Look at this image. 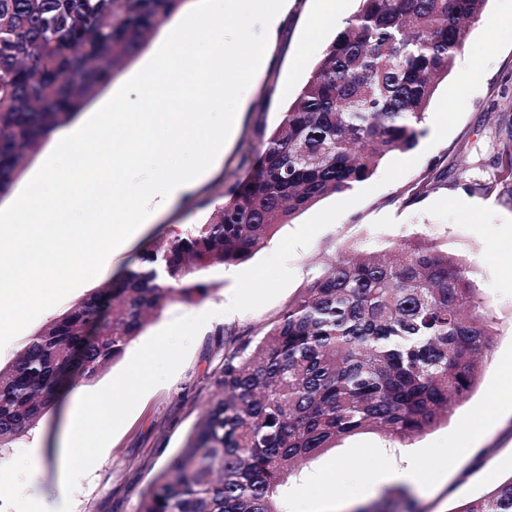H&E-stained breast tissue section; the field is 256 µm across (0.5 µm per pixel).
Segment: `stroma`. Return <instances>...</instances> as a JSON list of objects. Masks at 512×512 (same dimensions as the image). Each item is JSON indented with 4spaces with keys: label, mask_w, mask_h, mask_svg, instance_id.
Masks as SVG:
<instances>
[{
    "label": "stroma",
    "mask_w": 512,
    "mask_h": 512,
    "mask_svg": "<svg viewBox=\"0 0 512 512\" xmlns=\"http://www.w3.org/2000/svg\"><path fill=\"white\" fill-rule=\"evenodd\" d=\"M501 11L502 0H489L486 20L471 26L465 47L436 90L424 135L413 149L389 155L393 161L415 159V166L348 209L309 246L297 250L288 262L294 279L275 299L256 310L229 311L237 273L232 267L217 276V286L208 299L191 305L169 304L136 337L140 345L177 317L212 314L177 373L141 399L80 481L72 512H137L146 488L182 448L213 394L211 377L224 358L220 328L271 319L335 250L356 246L381 253L409 238L432 240L473 263L474 279L495 326L494 343L480 378L447 421L428 433L402 444L381 432L365 430L308 460L290 480L280 506L283 512H349L352 497H361L367 504L380 500L387 494V485L368 483L364 474L397 464L408 449L425 463V488L415 499L418 512H453L484 493L491 483L512 477L509 420L477 444L472 464L450 475L444 484L435 482L438 473L448 467V446L467 440L492 419L486 404L488 393L512 386V185H499L488 194L479 188L499 172L501 147L512 141V27L488 28ZM320 12L321 0H294L279 40L266 48L262 73L244 92L247 108L221 163L198 186L190 202L177 204L144 225L100 281L111 280L113 272L134 261L146 244L168 242L208 218L212 211L208 201L216 187L238 168L243 153L258 146L278 125L282 109L296 97L314 63L338 34L339 24L321 18ZM179 21L176 15L164 20L144 51L122 71L120 80L111 81L82 110V118H89L105 104L121 79L142 68ZM443 110L448 113L444 120L438 117ZM434 163L447 169V177L431 182L416 201H409V190ZM97 283L92 280L78 287L59 307L37 316L0 349V365L12 361L29 336ZM74 413L71 400H63L35 429L0 450V512H41L42 498L56 496L63 483L64 447Z\"/></svg>",
    "instance_id": "obj_1"
}]
</instances>
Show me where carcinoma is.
I'll use <instances>...</instances> for the list:
<instances>
[{
  "instance_id": "cac0c4a2",
  "label": "carcinoma",
  "mask_w": 512,
  "mask_h": 512,
  "mask_svg": "<svg viewBox=\"0 0 512 512\" xmlns=\"http://www.w3.org/2000/svg\"><path fill=\"white\" fill-rule=\"evenodd\" d=\"M187 0H0V199L55 129ZM488 0H360L207 221L92 289L0 367V448L118 360L172 302L196 304L329 194L413 149ZM473 267L429 239L335 254L273 319L223 327L216 392L138 512H282L295 466L366 429L404 443L448 419L493 330ZM455 512H512V477Z\"/></svg>"
}]
</instances>
